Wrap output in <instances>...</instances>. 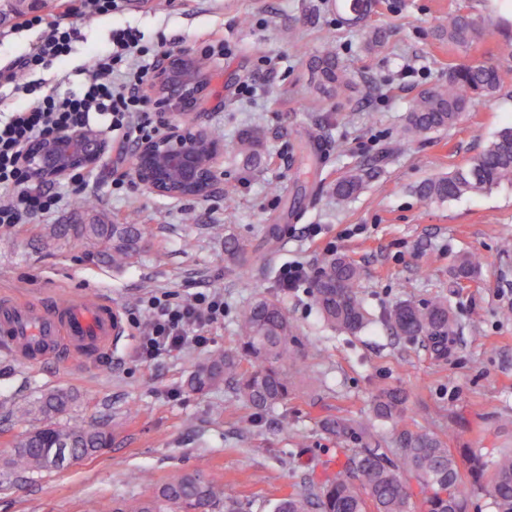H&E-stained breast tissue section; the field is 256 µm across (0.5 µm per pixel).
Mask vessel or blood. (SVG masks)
I'll return each mask as SVG.
<instances>
[{
    "mask_svg": "<svg viewBox=\"0 0 512 512\" xmlns=\"http://www.w3.org/2000/svg\"><path fill=\"white\" fill-rule=\"evenodd\" d=\"M121 332L118 309L94 296L74 294L55 303L0 297V348L28 363L59 355L88 361L111 351Z\"/></svg>",
    "mask_w": 512,
    "mask_h": 512,
    "instance_id": "b4317fda",
    "label": "vessel or blood"
}]
</instances>
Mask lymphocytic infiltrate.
<instances>
[{
  "label": "lymphocytic infiltrate",
  "instance_id": "lymphocytic-infiltrate-1",
  "mask_svg": "<svg viewBox=\"0 0 512 512\" xmlns=\"http://www.w3.org/2000/svg\"><path fill=\"white\" fill-rule=\"evenodd\" d=\"M119 0H77L65 17L51 20L43 16L24 18V29H41L39 42L27 53L0 69V87L20 91L18 74L30 75L53 67L71 54L81 39L73 17L95 18L115 12ZM158 49L143 46L139 31L119 26L112 31L110 50L95 54L83 64V89L77 94L47 93L27 108L0 113V226L26 225L55 213L63 195L34 183L25 152L33 143L53 133L97 129L127 143L155 133L156 120L140 90L154 79ZM150 312L137 322L139 355L155 359L207 342V326L223 321L224 295L197 292L180 298L173 292H154L142 300Z\"/></svg>",
  "mask_w": 512,
  "mask_h": 512
}]
</instances>
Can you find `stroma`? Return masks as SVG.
I'll use <instances>...</instances> for the list:
<instances>
[{"label": "stroma", "instance_id": "35a3bbf8", "mask_svg": "<svg viewBox=\"0 0 512 512\" xmlns=\"http://www.w3.org/2000/svg\"><path fill=\"white\" fill-rule=\"evenodd\" d=\"M65 7L64 0H0V66L41 36L20 29L23 18L57 16ZM458 10L486 28L468 51L437 35ZM75 24L82 41L35 76L45 88L80 90L74 66L109 48L118 25L138 28L146 44L172 42L200 58L211 33L223 31L227 54L207 58L213 80L202 123L220 134L224 157L218 188L206 199L171 200L137 184L118 195L112 177L131 170L132 149L115 142L104 164L86 171L84 197L71 195L67 179L54 181L66 199L42 218V234L0 226V294L96 295L125 317L119 343L84 364L23 363L0 348V459L34 425L9 408L53 389L76 395L72 416L112 428L111 447L77 463L20 476L0 467V512H107L112 502L145 497L156 483L195 470L231 495L229 507L214 512H273L277 499L317 484L335 458L337 444L321 418H366L382 387L406 393L409 429L488 457L512 448V250L503 248L512 241V184L443 203L416 192L512 125V82L476 99L454 127L399 143L417 92L447 82L449 65L512 67V19L498 0H377L357 23L340 0H124L116 14ZM372 28L386 39L369 54L363 41ZM300 42L333 52L351 76L350 99L318 100L309 61L297 53ZM246 84L253 88L248 96L239 92ZM254 128L263 134L255 166L236 152L242 133ZM308 140L318 152L304 161L296 145ZM355 167L368 173L363 189L336 199L332 185ZM273 183L281 195L271 193ZM130 214L150 234L137 262L120 269L87 262L91 244L49 233L53 224H119ZM275 222L277 268L298 260L314 278L336 254L358 264L373 324L355 336L336 334L319 319L309 283L287 290L277 268L263 275L227 266L226 233L252 250ZM316 225L322 232L315 238ZM468 251L480 253L484 264L475 285L464 288L452 268ZM208 288L224 292V320L210 328L209 344L138 360V331L128 315L140 300L156 291L185 296ZM259 295L278 297L287 308L302 349L297 390L256 418L228 387L194 392L188 378L198 362L239 347L237 315ZM438 297L457 319L445 358L380 320L397 302Z\"/></svg>", "mask_w": 512, "mask_h": 512}]
</instances>
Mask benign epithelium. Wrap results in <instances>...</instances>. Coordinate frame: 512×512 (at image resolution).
Segmentation results:
<instances>
[{
	"label": "benign epithelium",
	"mask_w": 512,
	"mask_h": 512,
	"mask_svg": "<svg viewBox=\"0 0 512 512\" xmlns=\"http://www.w3.org/2000/svg\"><path fill=\"white\" fill-rule=\"evenodd\" d=\"M196 61L187 48L164 54L151 86L155 106L170 120L164 132L138 143L132 168L139 185L157 196L206 198L218 179L224 144L205 138L200 117L209 81ZM109 152V143L99 133L85 129L37 141L29 148L26 162L36 181L48 182L96 168Z\"/></svg>",
	"instance_id": "1"
}]
</instances>
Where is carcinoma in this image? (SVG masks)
I'll return each instance as SVG.
<instances>
[{
    "instance_id": "obj_1",
    "label": "carcinoma",
    "mask_w": 512,
    "mask_h": 512,
    "mask_svg": "<svg viewBox=\"0 0 512 512\" xmlns=\"http://www.w3.org/2000/svg\"><path fill=\"white\" fill-rule=\"evenodd\" d=\"M481 22L467 14H452L448 27L440 37L462 49H469L483 35ZM304 56H312L317 75V90L325 97H338L351 88V79L328 52L311 55L307 45L300 46ZM509 71L497 65L473 63L448 67V83L422 89L407 112L402 137L406 142L415 137L454 126L463 112L479 97L499 93ZM260 133L245 134L239 153L247 163L261 158ZM365 173L353 168L334 185L341 200L359 193ZM504 183L512 184V127L500 130L489 144L467 163L446 175L424 181L418 193L426 200L447 202L479 191H490ZM58 238L91 241L105 251L91 252L93 261L106 257L114 267L131 264L141 252V242L148 227L134 223L128 216L125 224H69L54 228ZM279 238L278 225L268 230L267 246L252 252L251 266L266 269L272 265ZM243 246L229 234L224 237L227 262L241 261ZM482 265L479 255L466 252L459 256L455 276L460 282L473 281ZM360 271L345 255L333 258L317 277L311 290L312 304L320 319L340 334L357 333L373 323L372 314L359 295ZM393 334L426 342L434 354L448 355V343L456 329V316L448 301L434 299L425 303L401 301L382 317ZM240 348L218 353L199 362L189 377V386L205 392L228 382L238 401L260 415L275 409L296 387L294 376L285 369L293 350L299 345L295 326L282 303L261 295L242 308L238 315ZM75 397L64 389L41 395L32 403L9 410L39 421L14 442L13 456L5 462L15 473L58 467L64 450L83 457L95 455L112 445V430L104 424L81 420L61 423L57 417L65 413ZM405 392L384 387L373 397L372 417L400 428L397 456L387 448L366 445L345 461H336L320 486L293 491L278 500L274 512H468L473 490L486 487L495 512H512V450L487 461L478 455L467 456L468 479H463L458 456L448 442L435 434L413 431L405 427ZM325 433L343 442H362L373 424L347 416H328L321 421ZM417 480L426 493L420 505L410 499L406 477ZM230 500L225 490L215 486L201 472H184L158 486L152 495L132 501L115 502L112 512H167L175 506L181 512H210L217 503Z\"/></svg>"
}]
</instances>
